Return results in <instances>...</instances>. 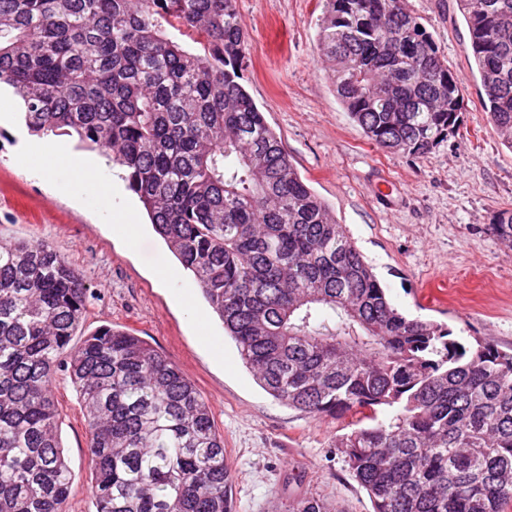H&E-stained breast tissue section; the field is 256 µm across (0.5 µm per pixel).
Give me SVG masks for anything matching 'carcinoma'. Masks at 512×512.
<instances>
[{
    "label": "carcinoma",
    "mask_w": 512,
    "mask_h": 512,
    "mask_svg": "<svg viewBox=\"0 0 512 512\" xmlns=\"http://www.w3.org/2000/svg\"><path fill=\"white\" fill-rule=\"evenodd\" d=\"M458 4L512 149V0ZM322 6L319 51L368 140L420 156L456 130L464 78L406 0ZM246 50L236 0H0V87L28 131L75 136L126 171L269 395L357 416L338 448L373 512H504L512 350L390 301L243 85ZM492 229L512 241V212ZM90 296L48 244L0 239V512H63L60 365L84 409L95 512H230L224 439L182 371L110 326L70 347ZM289 512L329 509L305 496Z\"/></svg>",
    "instance_id": "carcinoma-1"
}]
</instances>
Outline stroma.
Returning a JSON list of instances; mask_svg holds the SVG:
<instances>
[{
  "label": "stroma",
  "mask_w": 512,
  "mask_h": 512,
  "mask_svg": "<svg viewBox=\"0 0 512 512\" xmlns=\"http://www.w3.org/2000/svg\"><path fill=\"white\" fill-rule=\"evenodd\" d=\"M448 66L465 80L461 125L423 156L369 141L338 102L317 54L320 0H237L247 37L244 85L281 137L302 178L371 265L403 312L447 324L465 342L512 348V244L491 230L512 211V149L481 102L468 28L457 0H407ZM19 133L0 127V238L44 241L91 286L79 346L103 326L131 329L168 357L213 412L235 473L238 512H288L307 495L335 512H372L336 447L350 415L314 419L267 394L189 273L156 274L173 255L154 232L122 171L100 161L77 195L31 178L15 161ZM139 213L137 239L106 220L100 183ZM58 432L72 472L65 512H93L89 434L66 372L55 377Z\"/></svg>",
  "instance_id": "stroma-1"
}]
</instances>
